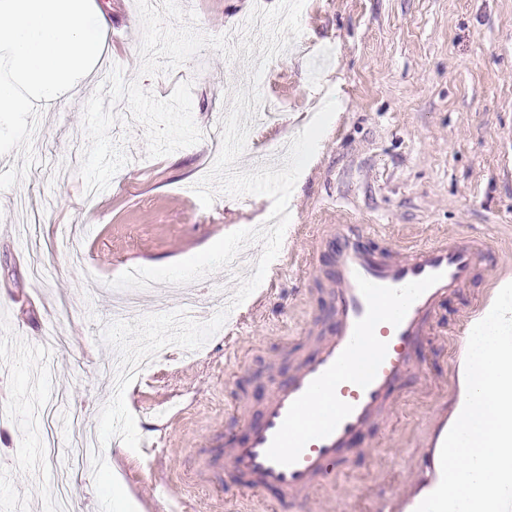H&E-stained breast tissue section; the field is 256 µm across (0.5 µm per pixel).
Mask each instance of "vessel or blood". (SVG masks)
<instances>
[{
	"instance_id": "1",
	"label": "vessel or blood",
	"mask_w": 512,
	"mask_h": 512,
	"mask_svg": "<svg viewBox=\"0 0 512 512\" xmlns=\"http://www.w3.org/2000/svg\"><path fill=\"white\" fill-rule=\"evenodd\" d=\"M329 303L330 325L317 332L308 358L275 383L241 437L204 458L202 472L238 492L272 491L282 504L306 503L331 486L357 438L394 410V395L426 370L416 354L441 303L474 278L481 244L448 235L378 252L355 224L324 225L315 249ZM489 294L457 320L464 336ZM452 423L437 408L419 442L417 462L400 491L378 498L373 512H415L441 480L440 453Z\"/></svg>"
}]
</instances>
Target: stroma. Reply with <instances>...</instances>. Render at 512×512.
Returning <instances> with one entry per match:
<instances>
[{"label":"stroma","mask_w":512,"mask_h":512,"mask_svg":"<svg viewBox=\"0 0 512 512\" xmlns=\"http://www.w3.org/2000/svg\"><path fill=\"white\" fill-rule=\"evenodd\" d=\"M111 19L106 37L117 64L111 83L94 78L42 107L33 135L37 162L0 191V512H50L57 472L71 461L72 416L98 440V418L112 396L115 350L100 339L118 321L122 290L109 282L135 267L191 257L224 235L263 223L269 197L213 187L205 208L187 184L212 169L232 94L251 88L250 70L211 49L183 65L140 74L136 0H95ZM254 0H188L193 28L215 37L247 15ZM295 50L266 66L260 91L275 101L278 124L253 126L239 159L251 168L277 139L306 126L319 90L308 80L315 56L332 47L324 80L338 110L298 178L294 215L279 269H268L261 303L245 300L234 357L223 334L201 348L166 346L151 373L160 392L183 395L168 421V452L142 464L120 438L103 452L134 505L156 487L191 512H233L237 491L216 494L193 462L217 435L242 429L280 374L312 350L305 329L326 323L313 252L322 225L359 224L378 248L424 244L454 233L483 241L494 260L476 284L450 293L434 333L418 351L428 381L397 393L396 413L357 441L336 485L317 492L335 512H371L375 498L401 484L418 437L446 395L448 331L477 294L512 260V0H305ZM51 275L36 280L34 261ZM227 267L183 285L140 289V316L191 294L204 313L221 309ZM26 463L23 475L10 470Z\"/></svg>","instance_id":"1"}]
</instances>
